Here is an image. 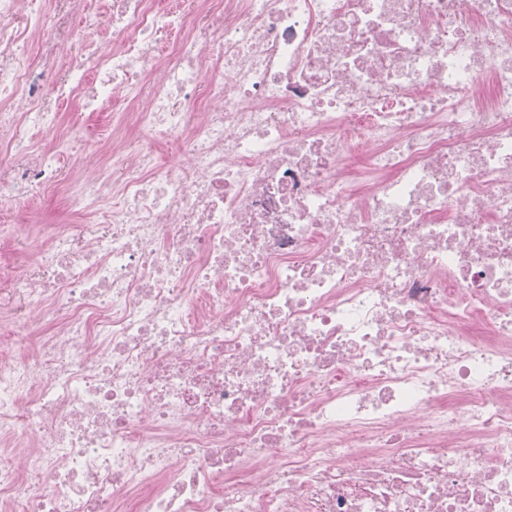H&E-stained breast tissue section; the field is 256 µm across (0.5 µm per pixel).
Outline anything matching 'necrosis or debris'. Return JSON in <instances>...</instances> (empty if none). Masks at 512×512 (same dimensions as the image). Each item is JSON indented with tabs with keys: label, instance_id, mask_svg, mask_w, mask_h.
Segmentation results:
<instances>
[{
	"label": "necrosis or debris",
	"instance_id": "4bbe7bcc",
	"mask_svg": "<svg viewBox=\"0 0 512 512\" xmlns=\"http://www.w3.org/2000/svg\"><path fill=\"white\" fill-rule=\"evenodd\" d=\"M68 107L143 133L12 280L0 512H512V0H0V150Z\"/></svg>",
	"mask_w": 512,
	"mask_h": 512
}]
</instances>
